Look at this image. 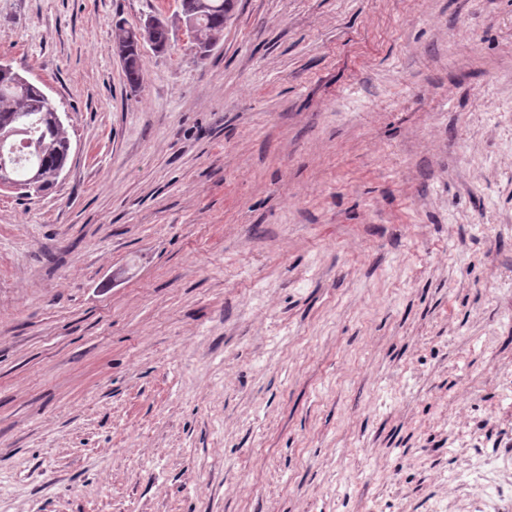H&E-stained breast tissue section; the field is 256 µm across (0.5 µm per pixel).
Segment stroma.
Listing matches in <instances>:
<instances>
[{
  "label": "stroma",
  "instance_id": "stroma-1",
  "mask_svg": "<svg viewBox=\"0 0 512 512\" xmlns=\"http://www.w3.org/2000/svg\"><path fill=\"white\" fill-rule=\"evenodd\" d=\"M177 11L0 0L71 140L0 190V512H512V0ZM197 3H202L199 6V11L196 14L187 16L182 22L185 24L190 34L193 35L196 28L197 14H201L199 19L203 23L201 29L204 34H213L220 37L224 32V24L232 16L235 7V0H195ZM129 48L126 65L123 67V70L130 87L137 88L140 85L143 74L141 48L138 40L130 42Z\"/></svg>",
  "mask_w": 512,
  "mask_h": 512
}]
</instances>
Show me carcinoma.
<instances>
[{
  "mask_svg": "<svg viewBox=\"0 0 512 512\" xmlns=\"http://www.w3.org/2000/svg\"><path fill=\"white\" fill-rule=\"evenodd\" d=\"M196 2L200 3L202 33L222 36L224 24L232 16L235 0ZM150 44L157 51L166 49L169 44L168 26L154 28L150 33ZM123 70L130 87H138L143 65L141 48L136 41L130 43ZM14 127L28 130L26 138L30 139L31 148L28 149V164L14 165L12 176L24 179L37 171L39 190L50 188L57 180V171L64 167L69 155L67 127L55 122L53 109L47 106L45 94L38 85L30 81L19 82L14 71H0V129Z\"/></svg>",
  "mask_w": 512,
  "mask_h": 512,
  "instance_id": "cac0c4a2",
  "label": "carcinoma"
}]
</instances>
